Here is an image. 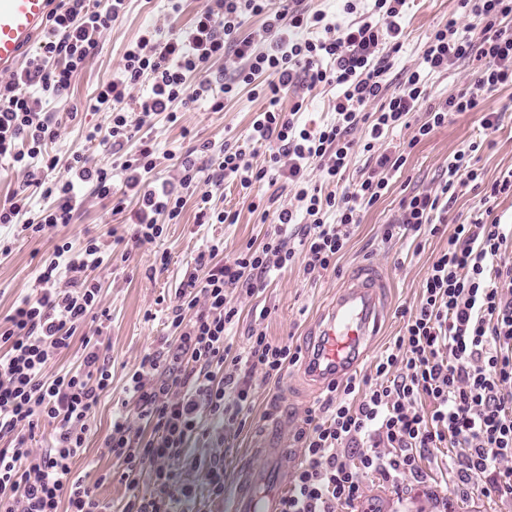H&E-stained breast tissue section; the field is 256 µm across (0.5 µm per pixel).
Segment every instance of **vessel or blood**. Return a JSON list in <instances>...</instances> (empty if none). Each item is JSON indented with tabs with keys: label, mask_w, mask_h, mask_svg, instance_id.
Masks as SVG:
<instances>
[{
	"label": "vessel or blood",
	"mask_w": 512,
	"mask_h": 512,
	"mask_svg": "<svg viewBox=\"0 0 512 512\" xmlns=\"http://www.w3.org/2000/svg\"><path fill=\"white\" fill-rule=\"evenodd\" d=\"M52 0H0V70L16 68L47 25ZM384 275L374 267L357 271L324 313L311 344L306 368L317 381L344 378L357 361L362 343L380 321V290ZM289 453L277 438L259 448V464L239 469L224 488V512H281Z\"/></svg>",
	"instance_id": "1"
}]
</instances>
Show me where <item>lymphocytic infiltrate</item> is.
I'll use <instances>...</instances> for the list:
<instances>
[{"label":"lymphocytic infiltrate","instance_id":"lymphocytic-infiltrate-1","mask_svg":"<svg viewBox=\"0 0 512 512\" xmlns=\"http://www.w3.org/2000/svg\"><path fill=\"white\" fill-rule=\"evenodd\" d=\"M407 0H374L371 12L358 14L357 0H344L352 15L348 25L327 21L304 0H209L188 30L162 42L141 36L130 44L112 79L95 97L97 110L109 113L105 130L88 140L123 146L135 135L126 105L132 88L149 77V95L137 107L143 119L166 113L177 122L176 104L234 96L252 88L265 108L251 122L250 139L270 145L267 165L256 168L245 150H225L219 169L242 189L260 181L286 179L299 209L280 208L270 231L257 245L247 244L233 258L220 260L219 245L208 246L201 272L188 281L168 319L169 334L161 350L146 353L128 378L127 391L139 427L126 415L112 420L103 447L116 459L128 495L121 512H197L195 486L182 479L180 467L204 470L211 498L224 496V466L201 457L196 443L213 434L244 427L252 409L248 375L261 370L277 379L296 364L299 347L289 341L254 336L245 350L234 349L231 331L241 317V294H254L295 258L313 278L335 268L366 207L389 188V175L406 161L404 153L384 150L389 133L405 125L411 112L428 100V78L462 62L475 75L470 84L431 107L413 139L421 141L447 123L453 112H476L484 129L497 128L499 116L483 102L512 87V0H458L476 23L464 28L456 20L439 25L429 36L421 68L409 71L398 86L385 76L388 59L402 47L401 20ZM126 0H65L50 15L54 40L42 55L8 79L0 80V157L10 156L27 172V182L44 188L55 206L31 211L25 191L13 192L0 208V224L19 232L40 233L70 223L75 189L91 185L101 199L112 197V173L89 166L73 155L64 175L43 185V170L59 160L46 150L56 130L39 112L46 98L68 97L72 79L94 53L97 37L125 11ZM262 20V40L243 35L245 23ZM235 57L232 77L217 62ZM305 72L310 86L335 87L336 119L318 132L299 128L282 108V96ZM363 129L364 152L374 167L367 177L344 182L354 152L351 131ZM476 144L457 150L439 193H417L402 201L394 234L422 245L436 235L457 198L458 187L476 181L471 165ZM318 166L325 182L339 192L323 193L306 171ZM121 167L129 187L141 197L136 238L152 242L163 234L158 216L177 220L183 199L166 185L146 182L156 167L145 146ZM512 194V170L487 186L481 214L457 224L448 247L433 261L415 309L402 310L404 332L375 363L373 376H350L327 387L320 415L307 418L304 459L296 470L283 512H336L361 497V474L374 473L396 482L420 475L425 451L450 443L460 455L445 471L460 489L483 484L512 495V265L496 264L512 246V225L501 223L492 199ZM113 198V197H112ZM304 219L300 239L290 228ZM110 260L97 239L80 247L56 244L41 268L35 294L15 301L0 326V512H112L74 469L85 451L90 419L100 396L112 383L98 344L83 340V353L68 370L53 362L70 351L76 332L99 305L101 286L94 273ZM429 400L430 409L419 408ZM52 424L54 442L42 451L29 446L39 421ZM153 470L154 489L143 494L138 476Z\"/></svg>","mask_w":512,"mask_h":512}]
</instances>
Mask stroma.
Segmentation results:
<instances>
[{
    "label": "stroma",
    "mask_w": 512,
    "mask_h": 512,
    "mask_svg": "<svg viewBox=\"0 0 512 512\" xmlns=\"http://www.w3.org/2000/svg\"><path fill=\"white\" fill-rule=\"evenodd\" d=\"M206 5L207 0H182L181 12L174 16L167 0H127L124 16L99 37L97 51L75 77L69 98L50 100L43 105L44 116L58 132L48 145L49 151L64 164L77 153L87 156L93 164L111 169L115 196H122L125 190V174L120 164L127 155L138 151L141 144H149L157 157V167L150 176L156 183L176 181L182 161L191 158L198 170V189L186 193L178 223L166 225L162 236L154 242H138L135 201H128L126 210L115 214L108 201L99 199L91 187L82 186L77 191L74 219L67 226L36 237H24L11 226H0V242L10 247L9 253H0V322L10 314L16 300L34 293L40 267L55 244L67 240L77 247L86 237L96 236L104 250L112 254L111 263L99 273L100 304L79 331L80 336L100 338L102 356L112 371V384L102 394L91 419L87 447L77 466L79 475L89 483L101 472L119 468L103 450L112 416L122 411L128 415L130 424H137L126 390L128 377L144 353L158 349L163 336L168 334L167 317L179 292L198 273L200 254L207 245L220 240L225 257H233L247 243L261 242L266 234L268 226L261 220V207L271 201L280 207L297 204L295 192L285 180L274 184L262 181L245 190L233 179L224 177L218 168L228 144L244 149L254 166L262 167L267 162L269 146L249 139L251 121L265 102L246 88L225 100L220 110L213 109L208 101L189 105L176 125L169 123L166 114L155 115L119 150L86 138L89 131L108 124L107 114L94 109V97L98 87L121 64L128 45L148 29H157L166 36L189 26ZM451 16L462 27L472 22L471 17L459 14L456 0H408L403 45L386 76L389 83H398L403 72L417 67L430 34ZM298 100L303 106L296 119L309 131H318L335 117V87L320 85L310 90L305 80H298L283 100L284 110H291ZM483 110L499 114L498 129H483L478 113L455 112L447 123L416 144L411 138L425 121L426 112L420 109L411 113L407 126L388 138L390 145L406 148L407 160L391 176L388 192L365 209L335 269L312 279L305 274L302 261L297 260L278 272L264 290L241 295L243 313L235 346L246 347L250 336L261 332L272 340L307 347L320 310L335 298L358 264L372 263L390 279L379 334L371 339L357 368L358 375L372 373L377 357L403 333L401 309H411L420 303L422 285L432 261L447 248L448 238L459 221L470 220L479 209L476 191L469 186L460 187L447 225L441 233L428 238L424 249L418 251L411 241L384 235L387 224L397 218L402 199L413 192L436 191L448 175L449 158L470 143L478 146L473 164L483 182H493L512 170V87L488 97ZM205 190L212 194L211 211L236 214V223H200L198 194ZM163 253L169 256L164 265L158 261ZM258 306L269 308L266 319L255 317L253 310ZM250 383L253 409L245 427L224 438L211 437L198 444L202 456L223 460L224 475L228 478L260 440L270 413L288 419L293 427H301L306 415L319 407L326 394L325 387L309 381L301 362L288 368L279 382L266 380L263 372L256 370L250 375ZM444 458V451H436L434 458L422 460L421 476L405 477L398 486L383 482L375 474L363 475L358 512H512V498L488 492L484 486L459 492L439 471Z\"/></svg>",
    "instance_id": "stroma-1"
}]
</instances>
